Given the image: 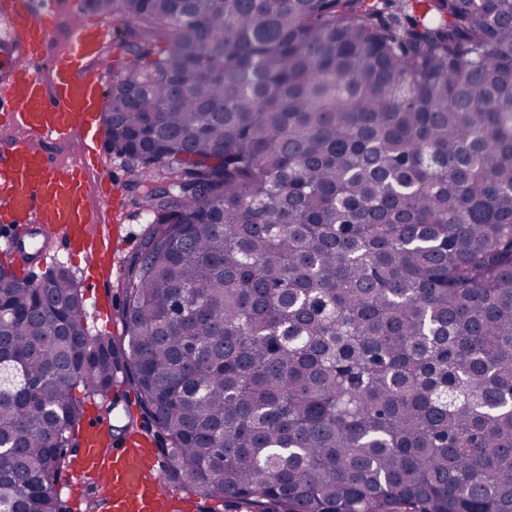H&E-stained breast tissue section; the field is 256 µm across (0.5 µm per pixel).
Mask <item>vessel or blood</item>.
Here are the masks:
<instances>
[{
	"mask_svg": "<svg viewBox=\"0 0 512 512\" xmlns=\"http://www.w3.org/2000/svg\"><path fill=\"white\" fill-rule=\"evenodd\" d=\"M74 12L72 0H55L48 11L37 0H20L14 14L26 48L13 60L10 80L0 85V122L20 131L0 143V211L14 228L0 238V251L30 262L35 254L26 243L32 235L61 240L82 255L92 285L106 288L112 275L103 263L124 242L112 215L122 189L107 175L94 198L86 179L100 163L95 118L105 101L103 79L112 70L103 51L111 36L97 25L61 26ZM74 138L80 141L78 154L61 159L57 147ZM106 420L97 414L82 430L73 487L94 481L106 512H168L159 465L136 440L106 445Z\"/></svg>",
	"mask_w": 512,
	"mask_h": 512,
	"instance_id": "b4317fda",
	"label": "vessel or blood"
}]
</instances>
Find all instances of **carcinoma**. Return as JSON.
I'll return each instance as SVG.
<instances>
[{
    "instance_id": "1",
    "label": "carcinoma",
    "mask_w": 512,
    "mask_h": 512,
    "mask_svg": "<svg viewBox=\"0 0 512 512\" xmlns=\"http://www.w3.org/2000/svg\"><path fill=\"white\" fill-rule=\"evenodd\" d=\"M149 228L122 334L0 265V512H59L79 394L237 512H512V0H85ZM110 395L112 396V401H117L119 404V407L109 414L112 426L122 425L121 414L123 413L122 408L125 406H128L135 415H139L138 408L135 406L134 394L130 388L125 386L114 387Z\"/></svg>"
}]
</instances>
